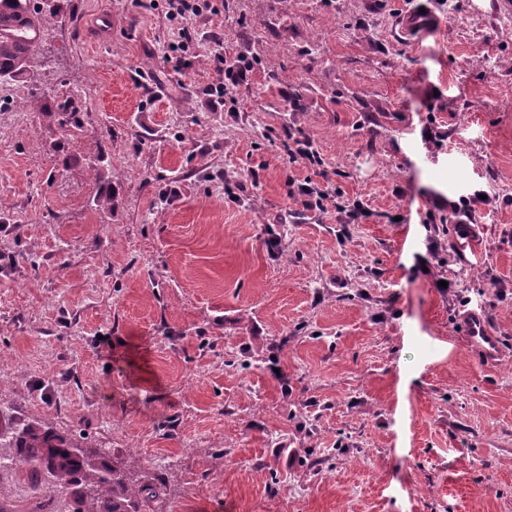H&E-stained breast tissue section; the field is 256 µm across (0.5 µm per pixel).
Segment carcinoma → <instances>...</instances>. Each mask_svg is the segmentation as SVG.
<instances>
[{"label": "carcinoma", "instance_id": "1", "mask_svg": "<svg viewBox=\"0 0 512 512\" xmlns=\"http://www.w3.org/2000/svg\"><path fill=\"white\" fill-rule=\"evenodd\" d=\"M43 0H0V80L28 71L51 14ZM26 471L33 487L62 488L70 512H154L163 489L130 480L104 448L82 447L51 427L18 422L0 408V469ZM49 500L17 508L0 495V512H50Z\"/></svg>", "mask_w": 512, "mask_h": 512}]
</instances>
